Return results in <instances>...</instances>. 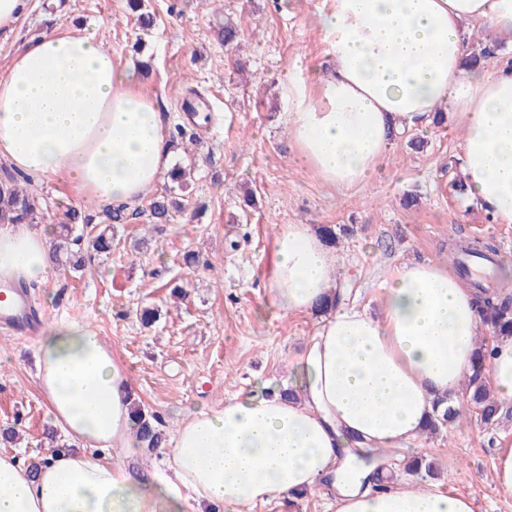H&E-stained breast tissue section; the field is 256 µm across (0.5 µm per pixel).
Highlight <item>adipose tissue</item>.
Listing matches in <instances>:
<instances>
[{
	"mask_svg": "<svg viewBox=\"0 0 512 512\" xmlns=\"http://www.w3.org/2000/svg\"><path fill=\"white\" fill-rule=\"evenodd\" d=\"M328 43L323 76L294 62L286 77L295 161L350 189L378 173L393 136L447 112L462 132L468 197L512 224V68L468 65L467 26L512 34V0H323L313 16ZM169 160L168 130L134 68L103 41L54 31L0 70V161L62 179L83 204L129 209ZM52 224L0 225V280L43 284ZM342 267L307 224L280 225L269 288L307 312L335 290ZM378 309L338 306L295 361L294 398L258 382L196 410L169 442V475L138 478L111 448L135 447L131 371L89 325L56 322L38 340L37 384L77 445L30 471L0 452V512H252L326 484L336 512H474L465 495L428 485L378 489L388 452L424 434L438 400L461 394L483 329L479 292L445 262L404 263L379 284ZM512 405V338L485 361Z\"/></svg>",
	"mask_w": 512,
	"mask_h": 512,
	"instance_id": "adipose-tissue-1",
	"label": "adipose tissue"
}]
</instances>
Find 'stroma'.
I'll list each match as a JSON object with an SVG mask.
<instances>
[{"label": "stroma", "instance_id": "35a3bbf8", "mask_svg": "<svg viewBox=\"0 0 512 512\" xmlns=\"http://www.w3.org/2000/svg\"><path fill=\"white\" fill-rule=\"evenodd\" d=\"M322 0H142L154 19L140 32L128 0H28L13 33L0 36V67L45 32L77 30L105 39L120 62H149L140 82L166 115L172 163L193 170L181 208L164 224L142 200L115 225L111 254L93 255L79 276L55 269L29 288L37 328L57 321L90 324L132 371L136 398L171 437L185 413L217 410L256 379L281 383L322 318L289 313L269 292L272 244L280 225L352 228L335 253L345 266L349 299L369 304L380 269L407 261H444L450 243L480 239L512 260V224L466 207L452 182L465 165L453 123L415 131L424 146L399 137L362 188L325 186L294 161L283 75L295 60L322 69L326 45L312 15ZM241 26L225 46V18ZM196 87L211 108L194 138L182 137L179 102ZM254 204L244 208L245 192ZM417 205H403L404 194ZM198 256L195 265L185 255ZM185 294L171 296L172 284ZM159 309L149 327L142 309ZM18 423L14 454L24 464L47 459L45 431L56 423L36 383V340L0 334V426ZM512 447V416L494 424L465 415L458 427L423 436L391 453L389 479L409 483L405 466L429 455L434 485L470 497L474 512H512V494L492 479L498 449Z\"/></svg>", "mask_w": 512, "mask_h": 512}]
</instances>
